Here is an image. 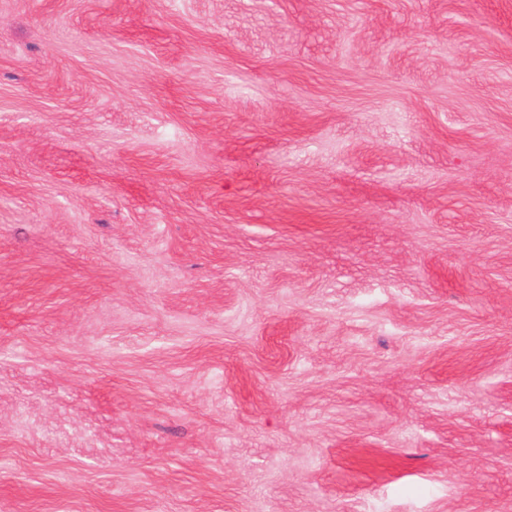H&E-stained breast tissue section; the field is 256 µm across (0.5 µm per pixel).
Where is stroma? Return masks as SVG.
Instances as JSON below:
<instances>
[{"label":"stroma","mask_w":512,"mask_h":512,"mask_svg":"<svg viewBox=\"0 0 512 512\" xmlns=\"http://www.w3.org/2000/svg\"><path fill=\"white\" fill-rule=\"evenodd\" d=\"M0 512H512V0H0Z\"/></svg>","instance_id":"35a3bbf8"}]
</instances>
